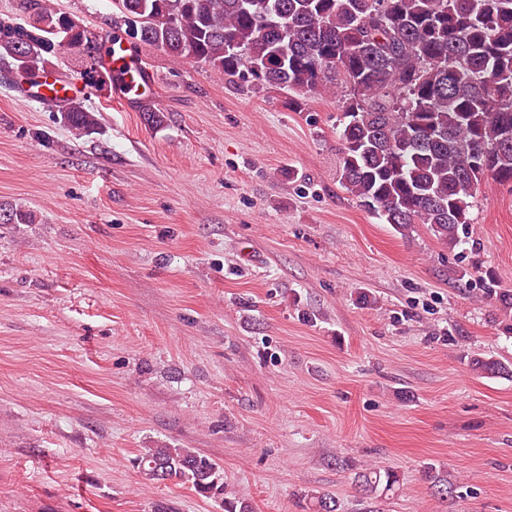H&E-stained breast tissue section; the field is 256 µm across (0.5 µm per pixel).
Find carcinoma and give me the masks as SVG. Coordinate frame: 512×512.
Returning a JSON list of instances; mask_svg holds the SVG:
<instances>
[{"mask_svg": "<svg viewBox=\"0 0 512 512\" xmlns=\"http://www.w3.org/2000/svg\"><path fill=\"white\" fill-rule=\"evenodd\" d=\"M23 25L0 17V69L30 81L51 59L78 53L112 69L122 38L56 35L70 13L22 0ZM125 35L232 82L303 95L341 88L338 182L403 236L425 224L449 250L468 243L475 190L491 177L512 184V0H111ZM79 137L98 130L97 112L73 98L56 104ZM29 210L0 206V224H30ZM472 370L512 375V365L474 357ZM133 466L147 480L177 479L220 502L254 512L224 484L223 469L191 448H144ZM365 491L385 495L392 470L359 474ZM313 512H337L335 497L310 494Z\"/></svg>", "mask_w": 512, "mask_h": 512, "instance_id": "1", "label": "carcinoma"}]
</instances>
